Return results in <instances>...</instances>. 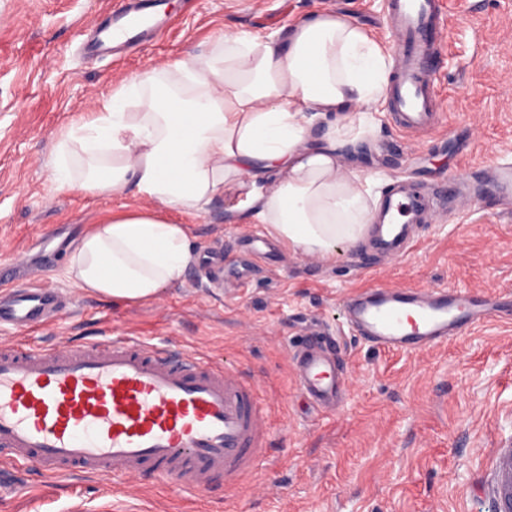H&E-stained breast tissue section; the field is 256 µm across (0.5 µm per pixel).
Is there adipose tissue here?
<instances>
[{"label": "adipose tissue", "instance_id": "obj_1", "mask_svg": "<svg viewBox=\"0 0 512 512\" xmlns=\"http://www.w3.org/2000/svg\"><path fill=\"white\" fill-rule=\"evenodd\" d=\"M389 82L383 49L326 11L285 39L227 32L206 55L123 80L81 122L61 129L57 189L142 198L87 232L66 271L79 289L148 302L195 256L186 224L231 200L227 221L265 225L291 251L328 259L373 223L371 180L347 172L346 147L375 128ZM136 94L141 111L128 109Z\"/></svg>", "mask_w": 512, "mask_h": 512}]
</instances>
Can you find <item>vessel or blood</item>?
<instances>
[{
  "label": "vessel or blood",
  "instance_id": "b4317fda",
  "mask_svg": "<svg viewBox=\"0 0 512 512\" xmlns=\"http://www.w3.org/2000/svg\"><path fill=\"white\" fill-rule=\"evenodd\" d=\"M130 11L131 0H121L114 42H132ZM386 11L396 54L391 119L405 133L431 130L441 121L437 75L448 30L444 6L441 0H386ZM471 179L487 200L512 197V158L500 157ZM448 197L453 207L396 185L380 200V220L373 226L378 247L402 259L413 242L412 226L428 208H447L455 221L472 205L453 180ZM54 305L48 288L16 289L0 305V325L37 327ZM508 307L467 289L383 284L347 297L345 324L373 347L418 354ZM292 363L303 396L335 409L347 388L335 361L311 344ZM267 439L266 410L251 381L225 365L125 338L43 349L0 345V450L9 463L52 477L149 474L199 491L217 475L228 485L251 475Z\"/></svg>",
  "mask_w": 512,
  "mask_h": 512
}]
</instances>
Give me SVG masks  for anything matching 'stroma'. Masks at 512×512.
Returning <instances> with one entry per match:
<instances>
[{"label":"stroma","instance_id":"35a3bbf8","mask_svg":"<svg viewBox=\"0 0 512 512\" xmlns=\"http://www.w3.org/2000/svg\"><path fill=\"white\" fill-rule=\"evenodd\" d=\"M451 16L438 73L441 124L413 137L386 105L344 155L348 169L379 175L376 193L407 173L436 182L512 156V0H443ZM323 9L392 47L383 0H166L176 23L127 56H88V29L112 16L109 0H0V270L13 285L40 281L72 305L44 327L0 328V344L34 348L131 338L248 371L270 422L260 465L241 485L216 477L181 492L151 476L48 480L22 469L23 495L0 489V512H492L499 459L512 453V320L491 319L419 354L373 348L350 335L344 299L377 283L461 288L512 296V211L477 204L455 223L424 214L410 252L395 261L372 239L324 260L281 249L254 263L248 287L225 280L213 254L244 263L226 220L228 200L191 220L197 259L182 280L145 303H115L76 288L71 242L102 216L138 205L55 190L57 132L79 122L120 82L164 62L207 52L222 33L285 38ZM337 339L350 395L325 412L300 394L291 350L313 325Z\"/></svg>","mask_w":512,"mask_h":512}]
</instances>
